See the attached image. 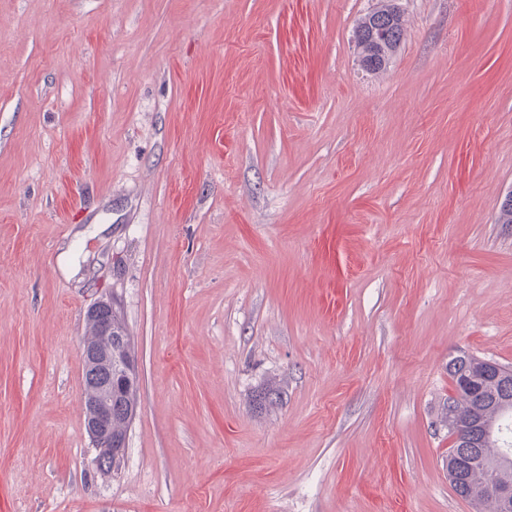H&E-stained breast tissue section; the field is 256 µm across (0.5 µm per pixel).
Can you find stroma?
<instances>
[{
	"label": "stroma",
	"mask_w": 512,
	"mask_h": 512,
	"mask_svg": "<svg viewBox=\"0 0 512 512\" xmlns=\"http://www.w3.org/2000/svg\"><path fill=\"white\" fill-rule=\"evenodd\" d=\"M0 0V512H475L451 357L512 368V0ZM112 300L122 468L85 429ZM366 13L353 31V41L360 66L366 62L367 73L379 74L389 67L400 50L406 35V22L401 10L392 0H380ZM387 27V35L379 36L378 24ZM87 317L93 322H98L102 336L112 341V349L103 359H101L100 344L97 345V339L88 342L83 340L80 348L83 365L86 364L89 370L103 365L107 372L105 378H96L93 381L97 385L96 391L84 392L86 431L93 446L99 451L95 464L98 469H105L110 462L112 463V456L118 459L125 453L126 443L124 448L113 446L116 442L122 443L127 439L128 430L137 410L139 377L137 373L128 375L123 367L112 361L114 350L123 349L126 352L128 349L131 352L130 337L122 341L116 337L118 335L112 334L114 317H117V323L124 327L120 317L116 313L114 316L112 312V300H102L93 305L88 310ZM104 317H107V320L102 321ZM103 444L109 448H99Z\"/></svg>",
	"instance_id": "stroma-1"
}]
</instances>
